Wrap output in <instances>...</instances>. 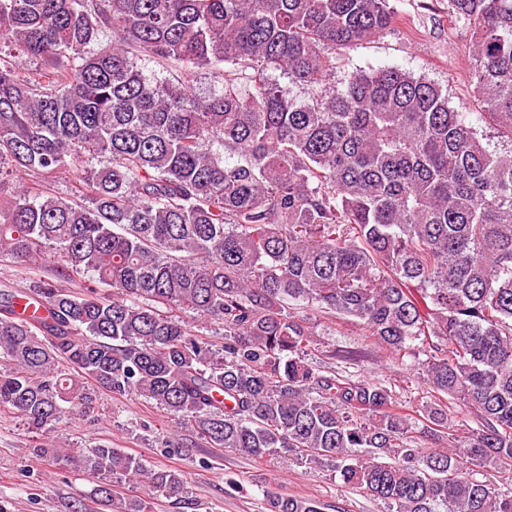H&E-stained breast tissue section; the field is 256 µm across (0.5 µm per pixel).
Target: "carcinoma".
<instances>
[{"mask_svg":"<svg viewBox=\"0 0 512 512\" xmlns=\"http://www.w3.org/2000/svg\"><path fill=\"white\" fill-rule=\"evenodd\" d=\"M448 14L495 146L423 77L330 83L326 52L386 31L390 0H0V258L16 268L0 285V410L44 437L101 392L134 394L208 448L327 467L387 512H512L462 472L512 462V0ZM199 71L216 85L200 90ZM83 159L98 166L56 191ZM49 251L60 283L41 274ZM186 310L224 343L191 333ZM313 314L426 356L430 435L457 402L479 428L414 447L385 383L308 361ZM33 453L96 477L112 512L149 508L115 476L184 490L180 471L104 444Z\"/></svg>","mask_w":512,"mask_h":512,"instance_id":"carcinoma-1","label":"carcinoma"}]
</instances>
